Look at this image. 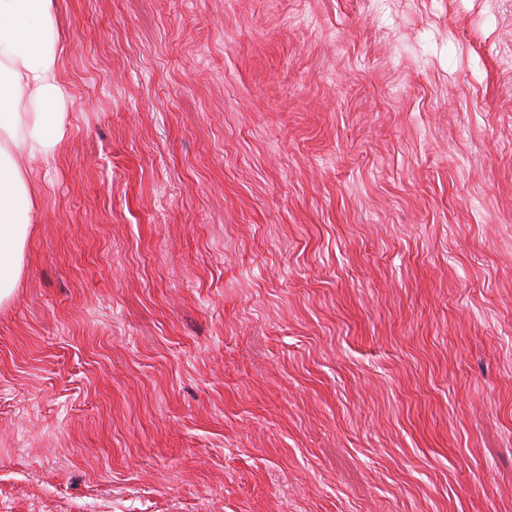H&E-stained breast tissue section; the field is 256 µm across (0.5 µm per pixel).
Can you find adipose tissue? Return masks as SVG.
Wrapping results in <instances>:
<instances>
[{
	"instance_id": "obj_1",
	"label": "adipose tissue",
	"mask_w": 512,
	"mask_h": 512,
	"mask_svg": "<svg viewBox=\"0 0 512 512\" xmlns=\"http://www.w3.org/2000/svg\"><path fill=\"white\" fill-rule=\"evenodd\" d=\"M64 52L53 0H0V303L18 286L34 224L30 164L55 157L69 136Z\"/></svg>"
}]
</instances>
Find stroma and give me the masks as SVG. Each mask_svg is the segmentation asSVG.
Returning a JSON list of instances; mask_svg holds the SVG:
<instances>
[{
  "mask_svg": "<svg viewBox=\"0 0 512 512\" xmlns=\"http://www.w3.org/2000/svg\"><path fill=\"white\" fill-rule=\"evenodd\" d=\"M54 4L0 512H512V0Z\"/></svg>",
  "mask_w": 512,
  "mask_h": 512,
  "instance_id": "obj_1",
  "label": "stroma"
}]
</instances>
